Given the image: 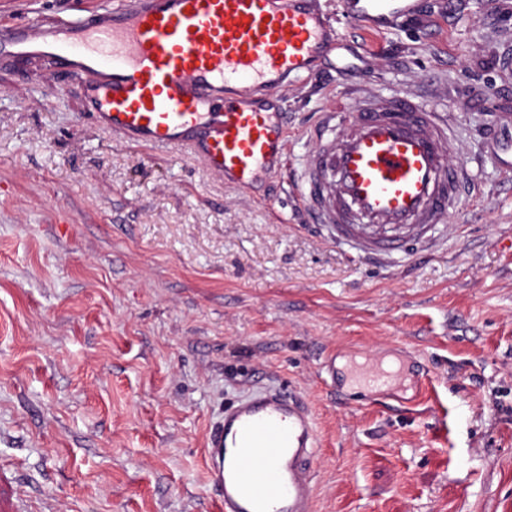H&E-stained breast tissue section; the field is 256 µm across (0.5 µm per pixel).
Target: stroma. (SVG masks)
<instances>
[{"label":"stroma","mask_w":512,"mask_h":512,"mask_svg":"<svg viewBox=\"0 0 512 512\" xmlns=\"http://www.w3.org/2000/svg\"><path fill=\"white\" fill-rule=\"evenodd\" d=\"M366 74L288 89V164L316 112L408 92L450 114L471 196L432 250L355 259L278 184L98 126L45 61H0V468L38 512H216L206 437L275 385L315 416L316 512H512V0H425L380 36L320 0ZM394 360L340 402L327 355ZM399 369L385 370L377 368L373 371H359V377L364 384L372 390H385L391 385L398 376Z\"/></svg>","instance_id":"obj_1"}]
</instances>
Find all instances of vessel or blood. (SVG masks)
<instances>
[{"instance_id":"b4317fda","label":"vessel or blood","mask_w":512,"mask_h":512,"mask_svg":"<svg viewBox=\"0 0 512 512\" xmlns=\"http://www.w3.org/2000/svg\"><path fill=\"white\" fill-rule=\"evenodd\" d=\"M354 26L383 32L420 0H341ZM317 0H114L60 23L0 28V60L47 58L96 123L140 146L184 148L226 184L281 173L282 93L324 59L357 71ZM294 185L311 223L359 258L426 246L472 181L452 163V125L413 96L358 97L348 120L321 113ZM318 437L299 394L265 389L226 406L208 435L219 512H315Z\"/></svg>"}]
</instances>
